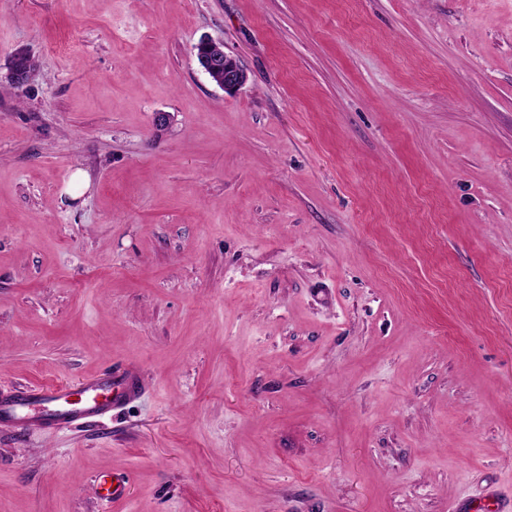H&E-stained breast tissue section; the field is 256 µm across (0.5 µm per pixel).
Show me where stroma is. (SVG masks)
Instances as JSON below:
<instances>
[{"instance_id": "stroma-1", "label": "stroma", "mask_w": 512, "mask_h": 512, "mask_svg": "<svg viewBox=\"0 0 512 512\" xmlns=\"http://www.w3.org/2000/svg\"><path fill=\"white\" fill-rule=\"evenodd\" d=\"M117 364L0 512H512V0H0V389ZM196 59L200 68L215 76L217 85L226 93L240 89L246 82V73L240 61L227 53L221 45L205 40L196 46Z\"/></svg>"}]
</instances>
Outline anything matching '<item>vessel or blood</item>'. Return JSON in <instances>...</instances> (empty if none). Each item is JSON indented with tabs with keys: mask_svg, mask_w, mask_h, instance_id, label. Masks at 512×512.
Returning a JSON list of instances; mask_svg holds the SVG:
<instances>
[{
	"mask_svg": "<svg viewBox=\"0 0 512 512\" xmlns=\"http://www.w3.org/2000/svg\"><path fill=\"white\" fill-rule=\"evenodd\" d=\"M143 388L139 372L127 366L103 370L75 389L21 386L0 394V426L43 434L97 423L126 401L138 398Z\"/></svg>",
	"mask_w": 512,
	"mask_h": 512,
	"instance_id": "1",
	"label": "vessel or blood"
}]
</instances>
